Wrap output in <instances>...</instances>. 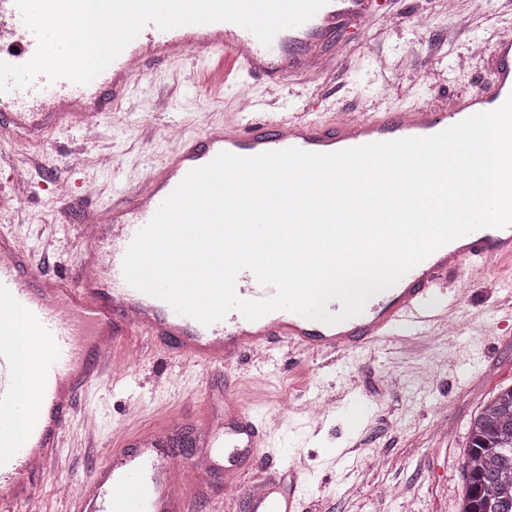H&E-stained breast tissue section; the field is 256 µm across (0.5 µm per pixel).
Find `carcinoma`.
<instances>
[{"mask_svg": "<svg viewBox=\"0 0 512 512\" xmlns=\"http://www.w3.org/2000/svg\"><path fill=\"white\" fill-rule=\"evenodd\" d=\"M469 430L459 512H512V387L490 399Z\"/></svg>", "mask_w": 512, "mask_h": 512, "instance_id": "cac0c4a2", "label": "carcinoma"}]
</instances>
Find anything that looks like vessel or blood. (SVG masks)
<instances>
[{
    "instance_id": "obj_1",
    "label": "vessel or blood",
    "mask_w": 512,
    "mask_h": 512,
    "mask_svg": "<svg viewBox=\"0 0 512 512\" xmlns=\"http://www.w3.org/2000/svg\"><path fill=\"white\" fill-rule=\"evenodd\" d=\"M371 2L328 0L308 21L280 30L266 45L227 21L169 30L147 24L96 83L52 82L40 74L26 88L0 93V132L23 129L39 136L103 118L153 64L188 56L225 59L235 71L274 87L292 79H323L339 64L337 33L361 27ZM37 46L14 0H0V61L26 63ZM484 62L489 85L453 96L444 109L418 103L329 114L236 111L207 121L202 131L181 136L159 165L113 199L100 223L80 224L83 258L66 272L37 263L1 224L0 309L20 313L43 352L31 377L36 398L29 401L17 393L15 348L0 339V512H9L15 502L32 506L63 445L80 392L112 375V346L124 337L147 334L169 346L174 357L219 372L231 370L245 353L278 344L306 356L346 357L382 337L402 331L424 335L431 323L452 320L459 282L479 280V267L489 260L512 261V225L479 229L441 246L392 292L373 296L361 314L332 325L276 310L253 321L233 311L206 326L133 287L123 260L137 232L186 174L219 153L254 156L287 148L333 153L437 134L497 109L512 95V32L494 36ZM235 290L244 300L275 294L248 269L237 275ZM18 420L28 425L27 442L15 435ZM268 445L246 405L225 397L223 416L211 423L194 426L178 419L121 437L118 447L106 452L95 480L76 495L75 512H192L195 499L241 480ZM298 485L295 470L269 471L243 492L244 512H304Z\"/></svg>"
}]
</instances>
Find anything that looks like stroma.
I'll return each mask as SVG.
<instances>
[{
	"label": "stroma",
	"instance_id": "1",
	"mask_svg": "<svg viewBox=\"0 0 512 512\" xmlns=\"http://www.w3.org/2000/svg\"><path fill=\"white\" fill-rule=\"evenodd\" d=\"M445 2L379 0L364 30L339 38L348 69L318 85L273 90L244 75L224 85L217 100L208 84L221 63L190 57L154 66L102 120L95 138L73 126L35 144L19 131L11 152L39 155L48 165L4 221L34 252H49L51 269L69 268L79 259L84 209L106 208L114 193L159 162L172 145L169 131L202 128L210 114L234 111L243 92L268 112L446 106L450 95L488 84L471 49L512 30V0L455 12ZM89 182L97 196L84 206L74 203L73 194ZM458 314L473 320V329L453 336L437 330L427 340L389 336L350 364L276 347L245 354L230 371L250 411L274 421L273 463L299 470L307 512H457L470 420L493 393L512 387V294L465 285ZM131 354L136 360L125 372L81 396L101 439L112 442L120 432L162 425L172 415L205 420L213 372L181 364L141 335L116 345L115 359ZM313 389L333 405L318 421L303 407ZM99 464L95 453L75 458L60 451L39 487L43 512H69L71 494Z\"/></svg>",
	"mask_w": 512,
	"mask_h": 512
}]
</instances>
